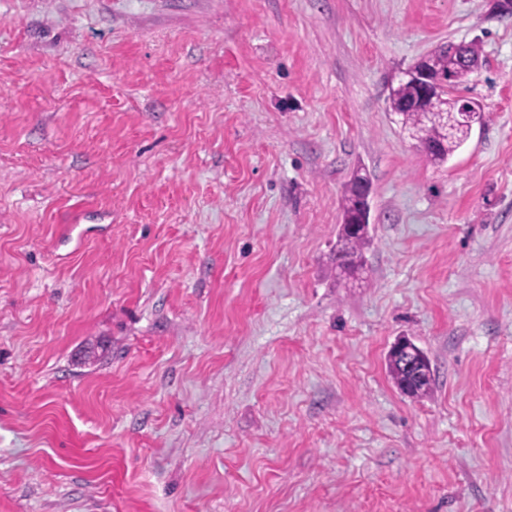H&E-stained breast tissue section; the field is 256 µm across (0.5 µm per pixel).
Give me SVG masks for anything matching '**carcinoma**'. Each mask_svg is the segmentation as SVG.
<instances>
[{"instance_id": "carcinoma-1", "label": "carcinoma", "mask_w": 512, "mask_h": 512, "mask_svg": "<svg viewBox=\"0 0 512 512\" xmlns=\"http://www.w3.org/2000/svg\"><path fill=\"white\" fill-rule=\"evenodd\" d=\"M465 61H460L455 55L442 50H434L415 63V67L427 69L430 77L449 76L452 84H462L468 76L477 71L481 65L479 48L467 44L463 48ZM417 96L415 87L400 83L392 89L389 97L391 111L401 117V123L408 133L420 132L423 138L418 147L434 164H444L469 137L470 129L464 124L448 131L442 109L447 101L434 98L423 108L412 106V100ZM363 176L353 178L346 189L343 202V225L336 239V268L348 276L354 275L362 267L363 251L371 241L369 223L361 215L359 208L358 182ZM388 368L397 387L411 397H418L427 392L429 385L414 386L409 382L401 361L388 357Z\"/></svg>"}]
</instances>
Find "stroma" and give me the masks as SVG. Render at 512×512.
I'll list each match as a JSON object with an SVG mask.
<instances>
[{"mask_svg":"<svg viewBox=\"0 0 512 512\" xmlns=\"http://www.w3.org/2000/svg\"><path fill=\"white\" fill-rule=\"evenodd\" d=\"M496 3L0 0V512H512ZM449 42L485 112L436 165L388 95ZM367 179L357 175L346 189L343 202V222L336 239V269L348 276H353L361 267L363 251L371 241L369 221L363 219L359 206L358 182ZM358 219L359 227H352L349 222ZM388 368L392 379L397 387L405 394L411 397H418L427 392L430 382L424 386H414L409 382L408 373L399 359L393 358L388 355Z\"/></svg>","mask_w":512,"mask_h":512,"instance_id":"35a3bbf8","label":"stroma"}]
</instances>
